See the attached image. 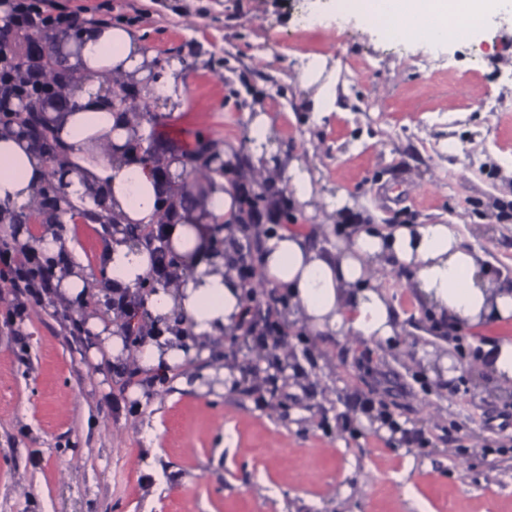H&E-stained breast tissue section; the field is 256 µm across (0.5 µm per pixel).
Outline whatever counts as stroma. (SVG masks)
<instances>
[{
	"instance_id": "obj_1",
	"label": "stroma",
	"mask_w": 512,
	"mask_h": 512,
	"mask_svg": "<svg viewBox=\"0 0 512 512\" xmlns=\"http://www.w3.org/2000/svg\"><path fill=\"white\" fill-rule=\"evenodd\" d=\"M63 2L180 62L186 105L139 106L153 153H221L233 199L254 187L251 125L268 117L273 193L232 240L247 260L273 228L323 247L346 224H451L512 285V16L434 45L391 41L365 12L337 23L335 0ZM325 84L337 107L312 111ZM61 229L95 269L104 226ZM381 286L401 318L388 345L312 332L267 288L250 309L277 312L275 357L235 329L160 382L102 360L85 320L114 318L96 294L10 321L0 289V512H512V397L477 362L512 341V318L451 327L407 272ZM288 174L292 176V190L294 197L300 203H305L312 194V187L309 175L303 170V166L297 162L292 161L288 166Z\"/></svg>"
}]
</instances>
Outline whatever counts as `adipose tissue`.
Listing matches in <instances>:
<instances>
[{
  "mask_svg": "<svg viewBox=\"0 0 512 512\" xmlns=\"http://www.w3.org/2000/svg\"><path fill=\"white\" fill-rule=\"evenodd\" d=\"M373 19L387 32L431 43L448 40L452 17L463 13L484 22L512 7V0H368ZM81 51L72 57L82 87L70 95L67 111L53 113L54 134L62 147L56 158L43 156L20 130L0 134V208L19 212L33 202L50 169H64L73 209L96 210L95 191L106 194L109 210L124 222L150 225L158 221L160 182L153 160L127 153L132 126L98 95L100 78L111 72L141 86L145 97L183 101V83L173 71L148 80L152 55L137 34L124 26L95 25L81 33ZM232 197L216 183L200 208L189 211V223L175 224L170 242L188 256L194 274L180 287L157 286L145 306L153 334L139 351L141 369L153 374L183 362L186 356L208 355L210 341L235 328L245 306L243 291L231 265V252L212 250L204 225L229 218ZM262 265L266 278L288 297L294 317L309 329L332 336L387 342L400 331L388 297L372 272L399 266L411 271L410 285L448 322L479 325L512 318V289L502 286L482 251L464 245L450 224H376L349 226L335 245L318 247L306 236L285 230L264 237ZM151 267L148 249H134L126 233L108 235L96 274L67 264L60 272L59 292L74 301L97 291L109 302L114 290L136 291Z\"/></svg>",
  "mask_w": 512,
  "mask_h": 512,
  "instance_id": "1",
  "label": "adipose tissue"
}]
</instances>
